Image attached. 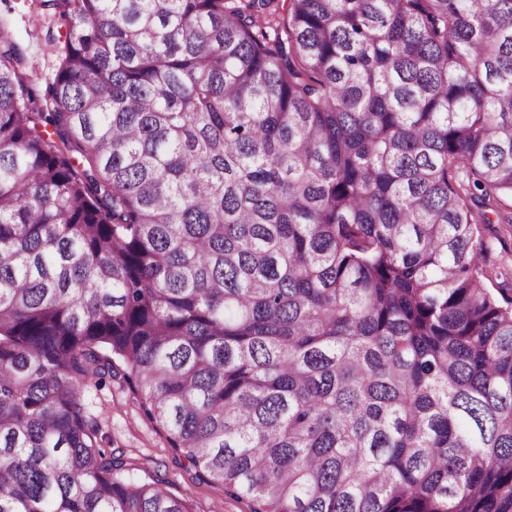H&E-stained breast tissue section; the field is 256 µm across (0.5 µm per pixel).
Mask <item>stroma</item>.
<instances>
[{
	"instance_id": "35a3bbf8",
	"label": "stroma",
	"mask_w": 512,
	"mask_h": 512,
	"mask_svg": "<svg viewBox=\"0 0 512 512\" xmlns=\"http://www.w3.org/2000/svg\"><path fill=\"white\" fill-rule=\"evenodd\" d=\"M0 23L10 29L24 66L34 71L36 94L45 96L60 54L56 9L42 6L41 0H0ZM488 217L489 224L482 227L487 243L482 263L484 284L495 293L512 289V206L489 212ZM83 395L100 427L101 448L122 453L128 477L164 481L193 512H250L248 500L230 497L222 486L199 481L187 471L185 458L171 447L167 432L144 415L140 395L121 378L85 386Z\"/></svg>"
}]
</instances>
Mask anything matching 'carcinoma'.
Segmentation results:
<instances>
[{
	"mask_svg": "<svg viewBox=\"0 0 512 512\" xmlns=\"http://www.w3.org/2000/svg\"><path fill=\"white\" fill-rule=\"evenodd\" d=\"M0 25V512H193L100 448L121 377L251 512H512V0H53ZM42 0H0V22L13 35V41L23 64L33 70L37 79L30 85L38 96L47 94L58 66L61 43L59 29L65 28L59 22L58 11L41 5ZM491 224L481 228L487 243L483 257L484 284L492 293L499 296V289H510L512 297V206L505 202L502 209L488 211Z\"/></svg>",
	"mask_w": 512,
	"mask_h": 512,
	"instance_id": "carcinoma-1",
	"label": "carcinoma"
}]
</instances>
